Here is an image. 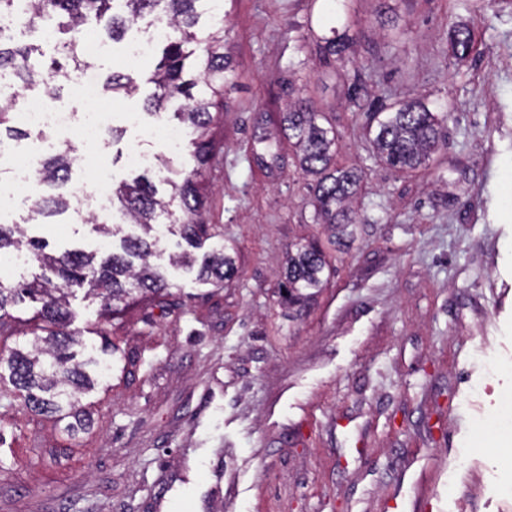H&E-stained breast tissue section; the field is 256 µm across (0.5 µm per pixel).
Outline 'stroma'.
<instances>
[{
	"label": "stroma",
	"mask_w": 512,
	"mask_h": 512,
	"mask_svg": "<svg viewBox=\"0 0 512 512\" xmlns=\"http://www.w3.org/2000/svg\"><path fill=\"white\" fill-rule=\"evenodd\" d=\"M230 0L203 10L198 35L231 29L234 87L212 128L217 149L200 179L209 198L206 248L237 253L224 286L173 264L169 232L152 259L163 303L109 322L99 299L73 289L75 328L118 350L110 386L89 397L93 424L68 437L47 415L0 401V512H512V426H484L512 395V0ZM473 21L464 62L449 22ZM358 34L361 107L319 56L329 24ZM100 74L126 70L134 97L114 96L113 135L76 144L64 188L94 162L113 182L137 176V149L161 158L149 174L169 197V169L191 170L190 144L168 148V117L148 114V78L162 47L124 68L119 43ZM424 96L448 107V142L426 169L378 164L363 105ZM312 98L335 128L339 166L362 172L345 246L315 223L296 152L258 164L259 136L277 133L290 97ZM134 111L136 123L125 114ZM49 253L100 243L74 213L39 224L17 217ZM317 243L333 272L302 314L278 294L284 261Z\"/></svg>",
	"instance_id": "stroma-1"
}]
</instances>
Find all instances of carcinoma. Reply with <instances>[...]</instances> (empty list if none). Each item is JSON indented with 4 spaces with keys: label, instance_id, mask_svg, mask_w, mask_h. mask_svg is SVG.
<instances>
[{
    "label": "carcinoma",
    "instance_id": "cac0c4a2",
    "mask_svg": "<svg viewBox=\"0 0 512 512\" xmlns=\"http://www.w3.org/2000/svg\"><path fill=\"white\" fill-rule=\"evenodd\" d=\"M202 0H0V17L16 19L27 29L49 30V40L61 63L52 59L49 67L41 65L42 48L34 44H17L13 39H0V70L12 73L25 86L38 88L44 96H59L75 75L92 67L81 50L84 26L91 18L112 39L118 40L126 29L152 14L170 20L175 36L166 40L162 56L150 77L156 91L144 103L153 115L174 108L173 118L192 127L197 137L192 141L198 168L180 171L167 180L170 199L158 196L155 186L145 177H137L112 191L118 202L117 212L130 224H137L144 235L120 237L119 245L98 253L68 250L56 257L46 252V244L29 237L19 224H0V257L21 247L34 256L41 273L16 284H0V330L11 328L15 316L11 309L26 301L34 304L32 339L24 347L10 351L0 361V398L10 402L21 400V406L38 414H46L66 422L63 432L72 437L86 428L88 411L81 398L96 386L107 382L112 374V349L102 346L94 352L78 349L80 334L69 329L73 313L67 299L72 288H87V294L102 299L98 319L110 321L124 308L144 300L163 299L168 288L163 272L150 263L158 237L150 235L154 224L177 202L182 216L180 235L188 249L176 262L193 267L192 250L202 247L214 237L209 225L195 217L205 206L206 186L198 180L199 168L209 159L215 113L224 106L232 87V56L229 52V30L220 25L201 38L195 32L197 4ZM453 49L457 59L467 57L472 45L470 30L451 25ZM356 35L350 27H329V35L317 38V48L328 64L336 66V74L348 82L346 99L358 103V60ZM102 90L112 94L133 96L137 91L133 79L124 73L110 74ZM370 143L375 156L387 167L405 172L427 167L447 139V122L452 113L435 111L422 99H405L399 103L371 104L368 108ZM323 115L307 97L291 103L282 113L280 132L299 149V166L310 178L314 219L331 224L346 234L355 223L352 202L362 182V174L336 166V133L321 123ZM17 140L27 132L15 125L14 101L0 93V137ZM73 148L65 143L55 154L44 159L36 171L44 193L31 212L41 217L68 211L72 197L57 192L69 179L74 164ZM329 267L321 248L314 244L297 249L288 256L281 283V302L297 312L302 311L323 284ZM238 272L235 258L214 247L204 254L198 279L205 284L221 286Z\"/></svg>",
    "mask_w": 512,
    "mask_h": 512
}]
</instances>
